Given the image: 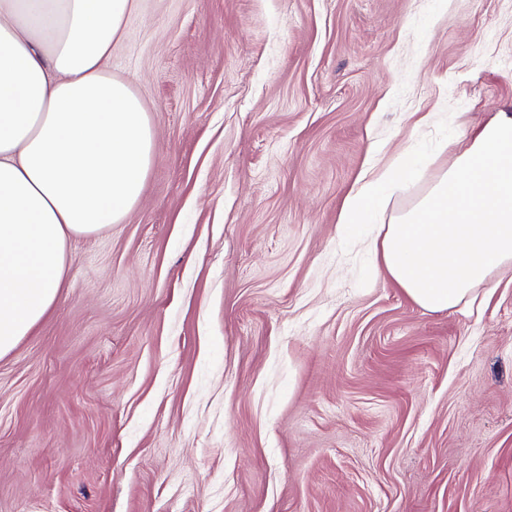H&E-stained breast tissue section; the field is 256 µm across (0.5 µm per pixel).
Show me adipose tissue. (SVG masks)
<instances>
[{
    "label": "adipose tissue",
    "instance_id": "adipose-tissue-1",
    "mask_svg": "<svg viewBox=\"0 0 512 512\" xmlns=\"http://www.w3.org/2000/svg\"><path fill=\"white\" fill-rule=\"evenodd\" d=\"M135 0H0V357L56 301L74 235L138 203L154 135L140 99L105 63ZM391 168L366 171L343 208L368 224ZM419 307L470 303L512 268V113L502 111L408 210L367 243Z\"/></svg>",
    "mask_w": 512,
    "mask_h": 512
}]
</instances>
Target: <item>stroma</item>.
<instances>
[{"label":"stroma","mask_w":512,"mask_h":512,"mask_svg":"<svg viewBox=\"0 0 512 512\" xmlns=\"http://www.w3.org/2000/svg\"><path fill=\"white\" fill-rule=\"evenodd\" d=\"M136 4L152 163L0 357V512H512V271L429 312L341 222L512 106V0ZM360 186L352 193L343 208L342 224H372L387 206L390 192L396 187L391 167L379 172L374 168L360 178Z\"/></svg>","instance_id":"1"}]
</instances>
